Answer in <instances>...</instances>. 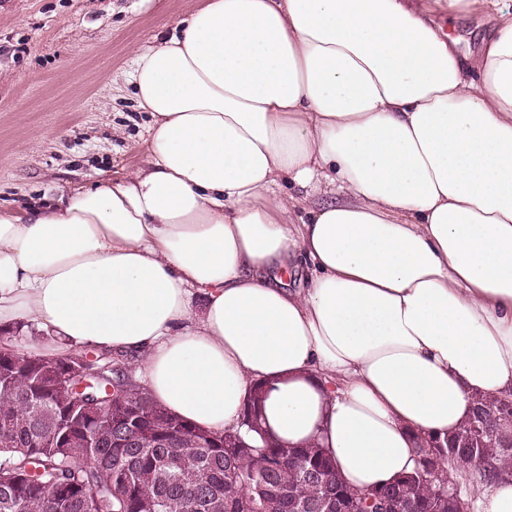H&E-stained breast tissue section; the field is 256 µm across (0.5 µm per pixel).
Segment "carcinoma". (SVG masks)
<instances>
[{
    "label": "carcinoma",
    "instance_id": "cac0c4a2",
    "mask_svg": "<svg viewBox=\"0 0 512 512\" xmlns=\"http://www.w3.org/2000/svg\"><path fill=\"white\" fill-rule=\"evenodd\" d=\"M85 355L55 363L28 358L20 370L0 356V512H336L363 492L378 512L395 503L399 512H467L463 489L491 486L512 476V438L497 436L499 408L474 399L454 435L417 448L413 470L388 485L356 490L337 475L323 448H288L266 439L246 444L239 433L222 436L167 412L126 369L123 354L109 376L84 394L105 395L118 384L112 419L97 446L85 437H62L60 387ZM241 426L262 433L259 395ZM451 458L457 495L434 475V460Z\"/></svg>",
    "mask_w": 512,
    "mask_h": 512
}]
</instances>
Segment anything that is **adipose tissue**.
<instances>
[{"instance_id":"1","label":"adipose tissue","mask_w":512,"mask_h":512,"mask_svg":"<svg viewBox=\"0 0 512 512\" xmlns=\"http://www.w3.org/2000/svg\"><path fill=\"white\" fill-rule=\"evenodd\" d=\"M442 14L493 25L463 53ZM179 27L132 60L146 165L0 209V328L138 355L208 431L263 385L268 440L391 481L512 394V0H204Z\"/></svg>"}]
</instances>
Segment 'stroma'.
<instances>
[{"label":"stroma","mask_w":512,"mask_h":512,"mask_svg":"<svg viewBox=\"0 0 512 512\" xmlns=\"http://www.w3.org/2000/svg\"><path fill=\"white\" fill-rule=\"evenodd\" d=\"M200 0H0V205L92 188L147 160L134 49Z\"/></svg>","instance_id":"obj_1"}]
</instances>
